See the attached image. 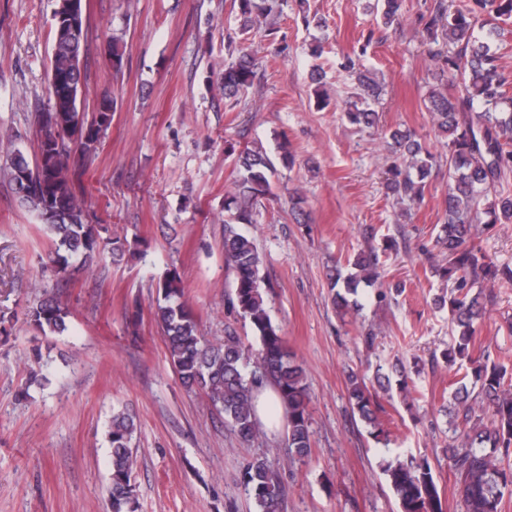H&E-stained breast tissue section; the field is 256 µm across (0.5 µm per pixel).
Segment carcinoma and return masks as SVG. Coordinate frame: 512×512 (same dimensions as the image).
I'll use <instances>...</instances> for the list:
<instances>
[{"mask_svg": "<svg viewBox=\"0 0 512 512\" xmlns=\"http://www.w3.org/2000/svg\"><path fill=\"white\" fill-rule=\"evenodd\" d=\"M57 2L55 16L77 10L80 24L73 32L55 23L50 105L36 116L38 156L31 161L15 150L0 167V175L37 217L52 241L48 257L65 274L91 268L107 247L97 226L87 221L77 176L96 152L101 132L112 124L115 105L111 95H102L89 122L74 111L75 101L65 88L74 79L87 78L82 56L86 16L82 0ZM403 4L404 0H377L376 11L389 25L402 15ZM233 9L237 34L245 41L260 18L277 12V0H233ZM422 20L428 54L439 64L437 79L460 87L455 94L432 92L429 107L448 148L446 217L436 235L441 265L434 272L451 283L452 289L435 304L448 307L452 338L443 357L447 364L465 370L456 381L453 400L469 423L460 431L461 443L449 449L448 460L455 472L461 512H505V503L512 502V371L484 355H473L471 345L474 324L485 315L487 284L512 282V267L496 264L481 245L482 237L497 225L512 223V82L502 73L500 57L491 50L493 40L505 36L512 26V0H460L458 5L453 0H435ZM237 52L234 60L224 64L221 77L224 99L229 102L251 88L256 77L251 52L243 46ZM359 87L357 101L344 116L353 126L373 127L379 114L371 105L379 102L382 90L362 73ZM388 138L396 156L389 168L388 191L402 200L421 201L422 183L435 156L410 129H395ZM235 166L234 190L224 198V264L233 274L229 301L249 320L257 338L255 357L246 354L234 336L225 337L222 343L204 340L175 271L156 283L152 316L164 333L169 362L182 385L203 393L220 408L243 442L262 434L256 399L264 384H270L288 419L291 458L302 460L311 448V397L305 371L272 321L262 258L252 239L240 230L242 224L255 223L258 208L275 197V167L266 154L248 147L237 154ZM376 263V256L360 254L353 262L359 273L345 275L339 266L329 271V288H336L340 281L344 284V292L334 297L338 308L359 307L349 296L358 295L360 283L378 281ZM27 316L42 335H61L68 328L70 310L57 293L45 290ZM348 399L374 436H379L381 405L354 373L348 377ZM136 431V414L131 409H112L110 512H136L132 484ZM383 471L401 512H443L427 460H387ZM243 480L254 512H283L280 486L264 460L249 462Z\"/></svg>", "mask_w": 512, "mask_h": 512, "instance_id": "1", "label": "carcinoma"}]
</instances>
